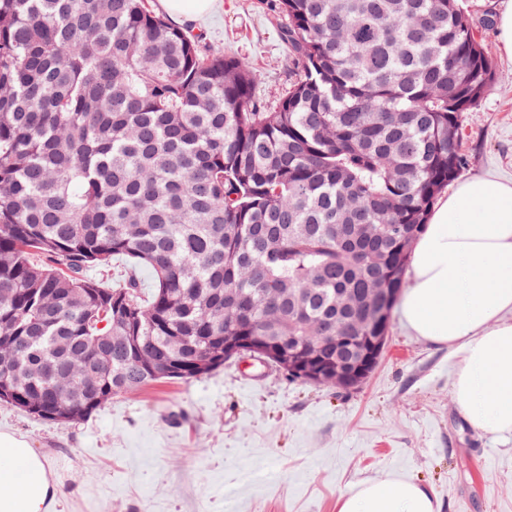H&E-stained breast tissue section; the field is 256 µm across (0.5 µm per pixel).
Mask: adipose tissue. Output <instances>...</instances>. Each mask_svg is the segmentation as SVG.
Segmentation results:
<instances>
[{
    "label": "adipose tissue",
    "mask_w": 512,
    "mask_h": 512,
    "mask_svg": "<svg viewBox=\"0 0 512 512\" xmlns=\"http://www.w3.org/2000/svg\"><path fill=\"white\" fill-rule=\"evenodd\" d=\"M400 308L414 335L455 349L468 420L512 433V182L468 181L442 201L414 245ZM53 496L42 458L0 433V512H46ZM338 512L436 510L420 484L386 477L341 497Z\"/></svg>",
    "instance_id": "1"
}]
</instances>
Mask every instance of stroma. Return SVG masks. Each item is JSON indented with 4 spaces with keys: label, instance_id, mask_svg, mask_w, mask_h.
Wrapping results in <instances>:
<instances>
[{
    "label": "stroma",
    "instance_id": "35a3bbf8",
    "mask_svg": "<svg viewBox=\"0 0 512 512\" xmlns=\"http://www.w3.org/2000/svg\"><path fill=\"white\" fill-rule=\"evenodd\" d=\"M495 62V82L464 113L461 180H512V57L504 0H464ZM207 44L248 59L258 98L292 80L268 0H217L192 22ZM458 359L394 313L371 376L343 392L291 381L250 358L190 381L113 397L87 419L47 424L0 402V430L22 436L56 485L50 512H337L368 480L399 476L439 512H512V434L478 430L454 397Z\"/></svg>",
    "mask_w": 512,
    "mask_h": 512
}]
</instances>
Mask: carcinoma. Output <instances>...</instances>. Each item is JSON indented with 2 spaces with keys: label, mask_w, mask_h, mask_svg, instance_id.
I'll use <instances>...</instances> for the list:
<instances>
[{
  "label": "carcinoma",
  "mask_w": 512,
  "mask_h": 512,
  "mask_svg": "<svg viewBox=\"0 0 512 512\" xmlns=\"http://www.w3.org/2000/svg\"><path fill=\"white\" fill-rule=\"evenodd\" d=\"M271 10L272 107L154 0H0V402L73 422L212 373L233 336L334 365L388 335L369 291L401 293L493 60L463 0ZM114 261L151 295L87 275Z\"/></svg>",
  "instance_id": "obj_1"
}]
</instances>
